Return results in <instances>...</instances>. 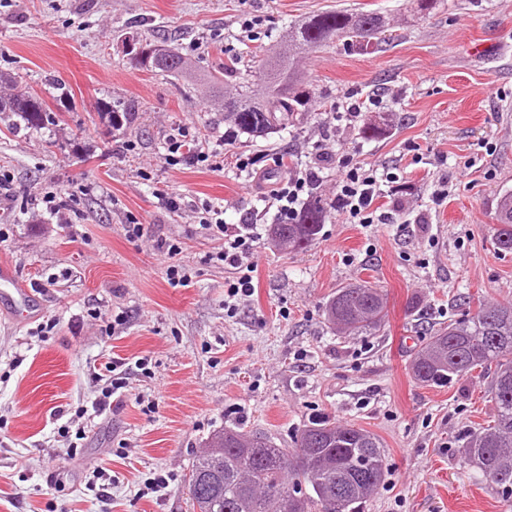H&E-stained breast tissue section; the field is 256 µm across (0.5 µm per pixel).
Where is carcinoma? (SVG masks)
<instances>
[{"label":"carcinoma","mask_w":512,"mask_h":512,"mask_svg":"<svg viewBox=\"0 0 512 512\" xmlns=\"http://www.w3.org/2000/svg\"><path fill=\"white\" fill-rule=\"evenodd\" d=\"M387 32L383 15L340 9L313 15L288 32V44L261 59L255 82L243 81L225 101L234 126L252 136H265L297 120L308 110L315 92L293 68L295 57L338 39L366 48ZM138 67L174 76L185 74L186 62L177 52L161 48ZM0 112H11L34 129L43 128L49 113L30 96L0 97ZM329 203L314 197L286 224L270 227L272 240L288 237L290 249L306 248L316 239ZM494 234L496 248L512 252V189L501 192ZM385 302L376 288H340L325 307L327 320L346 337L376 328L384 318ZM495 367L490 393L495 401L493 423L472 436L465 460L478 468L512 499V299L480 304L462 319L438 329L414 358V379L440 386L476 369ZM192 465L188 476L193 512H268L266 495L272 486L288 492L305 486L306 512H361L384 481L386 460L378 436L353 425L313 420L302 430L297 447L280 448L269 438L240 429L215 434Z\"/></svg>","instance_id":"carcinoma-1"}]
</instances>
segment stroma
I'll use <instances>...</instances> for the list:
<instances>
[{
    "instance_id": "obj_1",
    "label": "stroma",
    "mask_w": 512,
    "mask_h": 512,
    "mask_svg": "<svg viewBox=\"0 0 512 512\" xmlns=\"http://www.w3.org/2000/svg\"><path fill=\"white\" fill-rule=\"evenodd\" d=\"M336 5L387 16L393 40L305 54L310 112L264 137L235 131L210 76L230 59L248 74L249 48L274 49ZM131 31L178 50L194 77L132 65ZM0 74L1 95L35 96L54 117L35 130L0 114L12 177L0 261L35 294L29 318L0 308V512H192L186 478L210 436L241 427L291 448L314 416L380 438L385 484L365 512H512L461 458L493 420L490 373L432 387L411 373L436 329L512 299V252L493 246L499 192L512 187V0H446L425 15L408 0H0ZM348 93L382 97L380 134L360 120L329 127ZM112 105L127 114L117 129L100 116ZM175 126L213 157L168 164ZM325 148L396 174L375 205L401 221L349 224L332 210L304 251L277 249L276 208L243 186L254 171L279 177L284 155L294 171L321 165L316 193L333 198ZM443 181L449 195L433 204ZM207 207L223 209V231L201 225ZM240 233L253 238L254 293L229 314L236 271L217 254ZM173 243L184 286L166 275ZM362 281L382 291L387 317L339 336L324 306ZM115 363L125 388L86 417Z\"/></svg>"
}]
</instances>
